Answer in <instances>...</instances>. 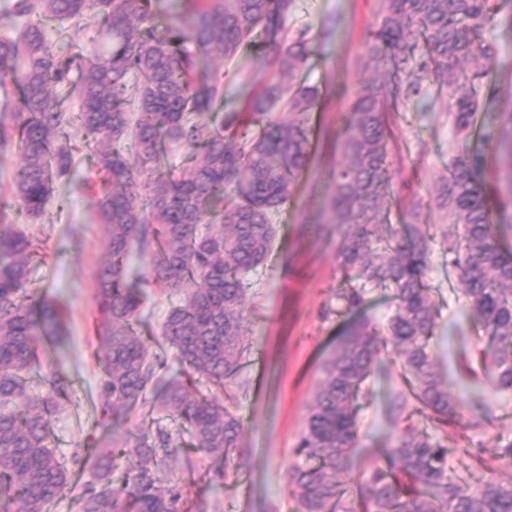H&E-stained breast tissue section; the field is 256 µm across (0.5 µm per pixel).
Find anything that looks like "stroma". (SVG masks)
I'll return each mask as SVG.
<instances>
[{
	"label": "stroma",
	"instance_id": "stroma-1",
	"mask_svg": "<svg viewBox=\"0 0 512 512\" xmlns=\"http://www.w3.org/2000/svg\"><path fill=\"white\" fill-rule=\"evenodd\" d=\"M382 22L380 0H295L290 27H309L310 55L300 77L318 87L321 98L313 113L314 149L307 171L293 198L275 215L276 238L268 262L246 283L251 354L238 377L239 384L224 393L245 425L244 452L237 478L210 476L191 435L181 423L163 418L175 440L168 458L165 484H180L193 501L203 499L208 512H301L288 488L286 470L312 405L323 365L336 349L345 317L336 313L335 293L342 280L336 255V235L328 222L327 204L334 176L343 162L341 141L350 107L366 80L372 77L368 38ZM494 44L493 76L501 101L512 99V29L497 26L484 33ZM239 73L224 86V109L244 112L247 99L262 89L269 74L260 41H252L238 56ZM437 86H425L407 101L392 125L388 143L393 207L423 205V221L436 238L431 244L428 284L437 310L432 353L436 369L464 408L473 410L471 426L456 432L447 444L457 472L484 460L497 479L512 480V464L497 456L498 442L512 439V391L498 390L479 363L487 345L480 327L470 319L461 286L445 252L454 239L435 202V187L451 151L475 148L476 140L456 136L446 113L437 110ZM93 149L77 157L70 180L57 182L43 218L30 221L19 206L9 210L10 229L33 233L43 246L30 266L34 289L64 310L58 341L41 352L42 368L66 376L73 392L51 418V446L59 457L71 458L76 449L103 443L112 428L95 407L103 370L96 333L97 272L105 256L106 230L89 184L98 182ZM174 301L163 284L152 288V299L141 313L140 329L150 353L166 366L164 379L180 375L182 366L171 349L158 342L160 325ZM371 401L359 409L358 452L352 472L360 474L377 464L378 451L396 442L403 428L390 413L393 394L402 386L392 356H385L370 380Z\"/></svg>",
	"mask_w": 512,
	"mask_h": 512
}]
</instances>
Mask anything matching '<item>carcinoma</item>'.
Masks as SVG:
<instances>
[{"instance_id":"obj_1","label":"carcinoma","mask_w":512,"mask_h":512,"mask_svg":"<svg viewBox=\"0 0 512 512\" xmlns=\"http://www.w3.org/2000/svg\"><path fill=\"white\" fill-rule=\"evenodd\" d=\"M158 0H13L3 19H26L16 40H0V85H13L19 112L0 143L14 142L20 157L13 195L31 220L43 215L56 182L68 179L77 149L67 127L77 123L98 146L101 174L94 202L106 227L107 260L97 274V335L102 344L100 409L104 419L130 420L147 408L181 421L215 474L242 453L244 423L217 397L236 379L249 347L245 336V281L264 265L276 236L274 213L293 196L313 148L312 112L320 93L298 82L308 55V30L288 31L294 0H179L181 11L163 31L154 24ZM382 23L368 42L381 80L353 101L342 140L345 161L336 171L329 223L344 282L336 313L356 314L366 287L394 291L396 309L386 331L365 317L350 321L324 365L295 454L289 491L302 512H512V481L481 466L459 474L448 448L413 420L463 427L471 420L435 369L431 341L435 309L426 283L434 236L412 204L398 232L389 227L390 114L421 93L426 82L448 90L441 102L456 135L479 133L499 150L512 193V106L500 125L483 130L479 112L497 103L490 61L495 47L482 32L502 20L505 0H381ZM89 17L103 43L89 49L84 28L64 31L65 48L49 42L55 21ZM264 35L269 82L248 102L250 118L223 112L224 80L215 72L198 84L201 61L229 67L255 33ZM77 79H71L73 72ZM70 84L74 113L52 88ZM288 108L286 122L270 112ZM132 139L127 148L117 144ZM186 146L192 158L174 167L169 148ZM485 157L476 148L451 155L442 178L440 208L458 235L453 255L469 311L488 338L483 363L500 390H512V224L495 222L487 197ZM139 252L147 273L133 274ZM38 254L22 232L0 231V512H51L70 485L67 463L50 447L48 419L67 398L70 381L50 374L34 382L39 344L53 342L62 321L54 303L36 298L29 279ZM162 281L181 296L161 337L185 367L158 384V359L139 330L145 287ZM397 352L405 390L392 411L407 422L380 450L379 463L347 487L359 439L358 407L365 383L388 347ZM175 441L154 423L136 433L112 429L96 448L106 484L89 488L80 512H206L188 504L174 485L161 490L160 473Z\"/></svg>"}]
</instances>
